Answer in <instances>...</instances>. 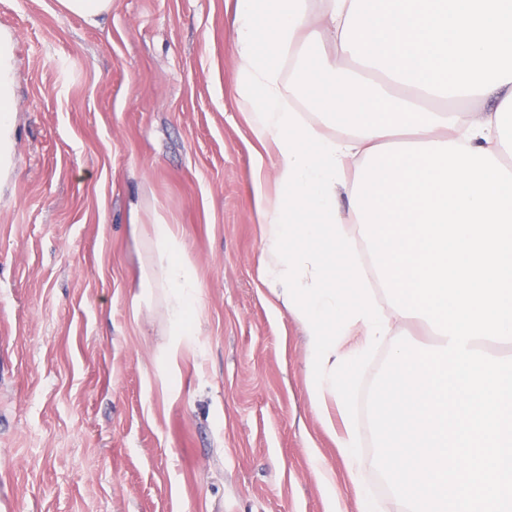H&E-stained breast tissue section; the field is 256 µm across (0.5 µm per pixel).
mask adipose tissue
<instances>
[{
	"label": "adipose tissue",
	"mask_w": 512,
	"mask_h": 512,
	"mask_svg": "<svg viewBox=\"0 0 512 512\" xmlns=\"http://www.w3.org/2000/svg\"><path fill=\"white\" fill-rule=\"evenodd\" d=\"M239 98L252 137L271 146L276 194L252 173L259 276L306 336L307 394L327 429L345 402L341 379L390 330L365 289L336 206L351 159L411 129L420 143L455 141L512 156V0H238ZM456 99L477 109L453 108ZM331 124L343 139L323 132ZM173 333L188 326L197 285L168 224L156 222Z\"/></svg>",
	"instance_id": "obj_1"
}]
</instances>
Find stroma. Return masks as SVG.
<instances>
[{"instance_id":"obj_1","label":"stroma","mask_w":512,"mask_h":512,"mask_svg":"<svg viewBox=\"0 0 512 512\" xmlns=\"http://www.w3.org/2000/svg\"><path fill=\"white\" fill-rule=\"evenodd\" d=\"M236 0H0V512H356L307 396L301 323L259 279ZM198 285L186 335L143 287L156 219ZM441 340L426 323L395 339ZM333 469L326 485L314 457ZM58 3L63 11L81 16L91 22L112 8V0H58Z\"/></svg>"}]
</instances>
